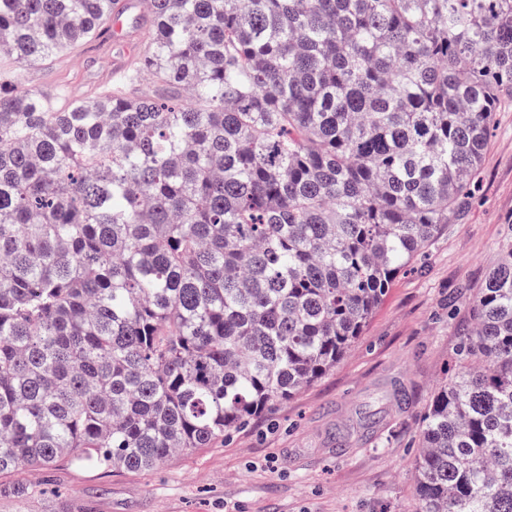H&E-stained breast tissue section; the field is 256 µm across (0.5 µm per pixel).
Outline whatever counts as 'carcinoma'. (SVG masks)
<instances>
[{"label": "carcinoma", "mask_w": 512, "mask_h": 512, "mask_svg": "<svg viewBox=\"0 0 512 512\" xmlns=\"http://www.w3.org/2000/svg\"><path fill=\"white\" fill-rule=\"evenodd\" d=\"M115 3L0 0V51L46 60ZM141 68L161 93L60 110L0 84V476L154 469L335 368L465 203L512 0H151ZM457 356L417 512H512V236Z\"/></svg>", "instance_id": "obj_1"}]
</instances>
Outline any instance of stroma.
<instances>
[{
	"instance_id": "obj_1",
	"label": "stroma",
	"mask_w": 512,
	"mask_h": 512,
	"mask_svg": "<svg viewBox=\"0 0 512 512\" xmlns=\"http://www.w3.org/2000/svg\"><path fill=\"white\" fill-rule=\"evenodd\" d=\"M127 40L104 32L25 66L26 87L54 108L119 92L152 94L139 72L147 22L122 0ZM512 224V102L495 114L472 196L387 289L361 336L327 375L253 417L209 448L131 473L61 460L11 481L30 498H0V512H415L418 425L436 384L454 375L457 330ZM411 394L397 405L396 386ZM375 427H367L368 417Z\"/></svg>"
}]
</instances>
